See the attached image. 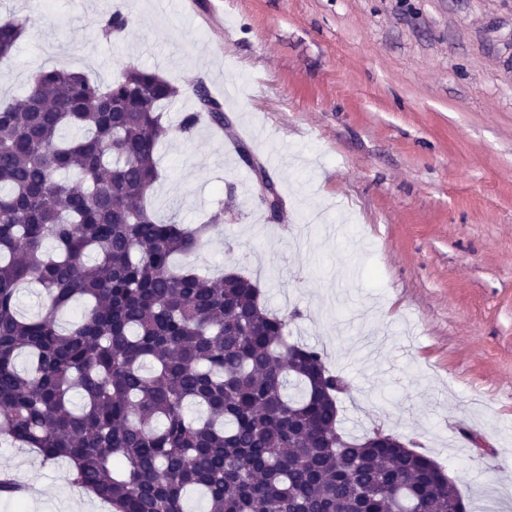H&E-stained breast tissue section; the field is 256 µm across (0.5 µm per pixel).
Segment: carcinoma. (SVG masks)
I'll use <instances>...</instances> for the list:
<instances>
[{"mask_svg":"<svg viewBox=\"0 0 512 512\" xmlns=\"http://www.w3.org/2000/svg\"><path fill=\"white\" fill-rule=\"evenodd\" d=\"M127 25L117 10L102 32ZM25 30L0 16V58ZM191 93L174 128L162 110L178 88L135 66L106 84L43 69L0 99V439L68 460L71 483L115 512H185L192 492L207 512H467L430 457L339 429L343 380L288 342L251 278L176 264L209 225L155 217L156 147L205 117L224 126L206 87ZM22 284L46 297L32 318Z\"/></svg>","mask_w":512,"mask_h":512,"instance_id":"carcinoma-1","label":"carcinoma"}]
</instances>
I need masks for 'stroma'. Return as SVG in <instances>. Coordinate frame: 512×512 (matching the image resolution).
I'll list each match as a JSON object with an SVG mask.
<instances>
[{"label":"stroma","mask_w":512,"mask_h":512,"mask_svg":"<svg viewBox=\"0 0 512 512\" xmlns=\"http://www.w3.org/2000/svg\"><path fill=\"white\" fill-rule=\"evenodd\" d=\"M117 10L129 25L105 36ZM9 14L27 24L2 97L42 67L108 83L131 64L180 88L174 126L194 83L232 92L223 129L158 150L155 214L220 217L186 265L258 282L344 379L345 432L382 429L473 512H512V0H0ZM5 467L41 498L0 512L78 500L66 462L0 441Z\"/></svg>","instance_id":"1"}]
</instances>
